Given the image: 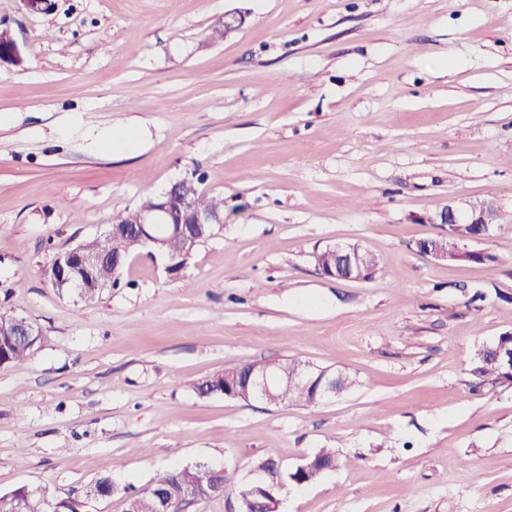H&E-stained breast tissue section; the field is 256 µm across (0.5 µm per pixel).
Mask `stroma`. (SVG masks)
<instances>
[{
    "instance_id": "35a3bbf8",
    "label": "stroma",
    "mask_w": 512,
    "mask_h": 512,
    "mask_svg": "<svg viewBox=\"0 0 512 512\" xmlns=\"http://www.w3.org/2000/svg\"><path fill=\"white\" fill-rule=\"evenodd\" d=\"M52 3L0 0L23 57L0 62V308L42 330L0 368V496L125 512L206 464L227 493L181 512H230L258 460L332 448L279 512H512V384L470 372L512 333V0ZM184 177L224 221L179 275L142 249L93 300L50 285L56 253ZM483 199L500 222L469 247L496 266L418 251L446 233L420 216ZM336 244L374 277L325 275ZM291 360L354 384L309 407L196 390Z\"/></svg>"
}]
</instances>
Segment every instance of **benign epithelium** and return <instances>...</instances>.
Returning a JSON list of instances; mask_svg holds the SVG:
<instances>
[{"mask_svg": "<svg viewBox=\"0 0 512 512\" xmlns=\"http://www.w3.org/2000/svg\"><path fill=\"white\" fill-rule=\"evenodd\" d=\"M193 187L187 180H179L172 187L160 194L157 206L151 210L119 214L113 218L110 233H133L140 241L151 249L164 242L158 233V227H164L169 239L181 241L182 249L178 253H168L163 256L165 269L170 275L180 274L186 267L195 247L205 240L214 224L224 223L221 213L202 211L195 207L192 199ZM499 213L488 209L481 204H468L466 213H459L458 209L448 206L434 216L420 218V221L429 224H477L481 232L474 239H484L492 231L493 224L497 223ZM421 252L432 255L439 260L453 257L457 260L471 261V258L484 254V251L470 250L467 241H462L454 248L443 253L431 249L428 245L418 244ZM332 252L340 258V264L336 269H329L327 275L336 278L362 281L367 275L376 273V269H361L360 258L362 250L355 245L337 246ZM100 261L99 254L90 245L81 244L70 250L56 254L53 266L56 272L58 287L68 292L83 296V290L89 287L94 278V273ZM1 336H25L33 339L42 336L41 329L33 322L19 318L8 329L0 327ZM321 377L322 395L327 397L336 394V381L338 376L327 373L320 374L316 368L305 365L299 368L290 381L296 383H310L314 378ZM281 383L280 375L264 367L253 369L250 374L251 395L254 398L267 397L273 388ZM280 485H272L269 482V474L265 471H257L250 482L248 491L238 496L237 508L234 512H253L251 509L254 497L260 495L266 500L264 512H278L280 504Z\"/></svg>", "mask_w": 512, "mask_h": 512, "instance_id": "benign-epithelium-1", "label": "benign epithelium"}]
</instances>
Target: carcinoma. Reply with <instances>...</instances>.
<instances>
[{"mask_svg": "<svg viewBox=\"0 0 512 512\" xmlns=\"http://www.w3.org/2000/svg\"><path fill=\"white\" fill-rule=\"evenodd\" d=\"M95 246L104 255L103 264L96 274L103 287L117 282L118 274L127 258L143 248L141 242L132 236H106L98 239ZM498 343L505 347L512 345V334L499 337L497 343L476 350L471 357V374L483 384L507 383L512 380L500 362L491 354V350ZM34 351L35 347L29 341L20 340L16 336H0V365L5 368L25 360ZM238 369L251 370L253 365L233 366L225 370V373L201 382L197 387L199 394L207 396L211 391L224 389L225 375ZM266 402L273 405L288 403L312 406L319 403V398L312 386L290 384L286 389L274 391ZM316 455L318 467L301 475L290 472L284 478L278 477V481L296 479L311 484L322 476L320 466L338 462L336 451L331 448H322L316 452ZM229 481L230 476L227 471L214 470L204 464L167 470L158 474L148 489L130 494L131 508L133 512H157V494L159 493L177 506L189 500L220 498L224 496V488ZM78 508V502L70 498L57 499L45 491L37 493L25 485L0 497V512H78Z\"/></svg>", "mask_w": 512, "mask_h": 512, "instance_id": "obj_1", "label": "carcinoma"}]
</instances>
